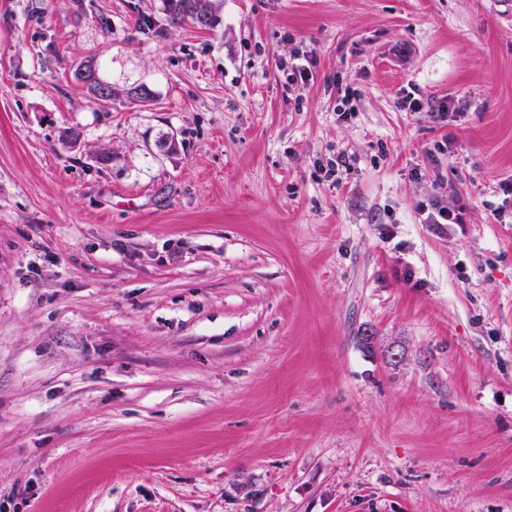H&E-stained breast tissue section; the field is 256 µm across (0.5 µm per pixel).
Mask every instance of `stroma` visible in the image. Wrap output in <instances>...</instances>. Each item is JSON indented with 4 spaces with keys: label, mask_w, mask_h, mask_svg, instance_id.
Masks as SVG:
<instances>
[{
    "label": "stroma",
    "mask_w": 512,
    "mask_h": 512,
    "mask_svg": "<svg viewBox=\"0 0 512 512\" xmlns=\"http://www.w3.org/2000/svg\"><path fill=\"white\" fill-rule=\"evenodd\" d=\"M213 3L0 0V512H512V0ZM164 2L166 3L167 11L170 13V18L174 23H187L196 26V14L210 13L212 22L208 29L213 28L215 25L216 19L214 20L213 18L215 14L213 13L210 0H165ZM205 14L200 15L199 24L201 26L209 23V16ZM463 206L434 207L428 212L425 221L428 224H463L466 223Z\"/></svg>",
    "instance_id": "1"
}]
</instances>
